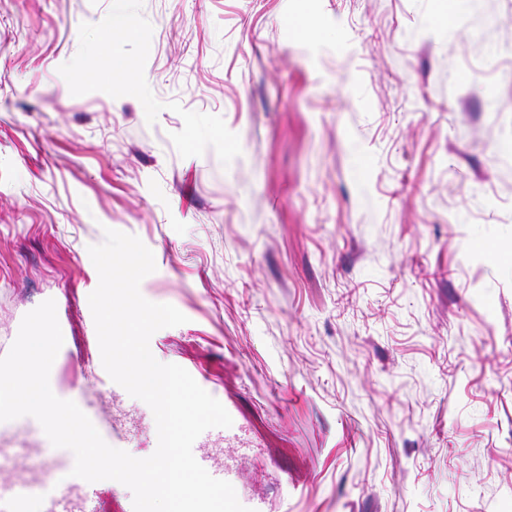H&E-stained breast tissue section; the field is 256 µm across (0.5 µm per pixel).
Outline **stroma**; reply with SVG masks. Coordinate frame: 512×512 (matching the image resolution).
<instances>
[{
    "label": "stroma",
    "mask_w": 512,
    "mask_h": 512,
    "mask_svg": "<svg viewBox=\"0 0 512 512\" xmlns=\"http://www.w3.org/2000/svg\"><path fill=\"white\" fill-rule=\"evenodd\" d=\"M108 228L266 512H512V0H0V357L54 300L53 391L146 430L83 375ZM19 436L38 512L74 455ZM232 418V425L228 428H211L203 432L197 439L198 448L207 447L209 442L219 440L227 447L238 446L241 439V426L238 424L233 412L227 410Z\"/></svg>",
    "instance_id": "obj_1"
}]
</instances>
